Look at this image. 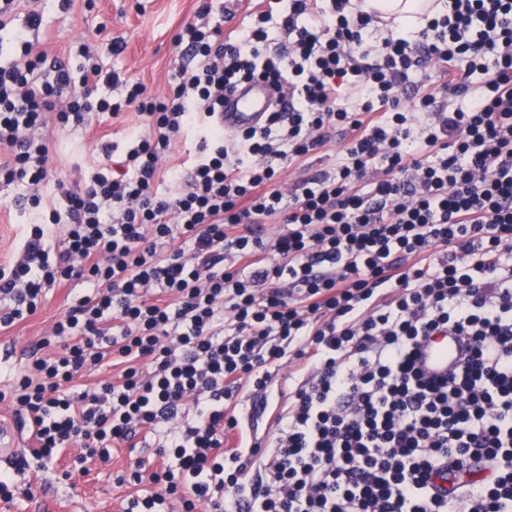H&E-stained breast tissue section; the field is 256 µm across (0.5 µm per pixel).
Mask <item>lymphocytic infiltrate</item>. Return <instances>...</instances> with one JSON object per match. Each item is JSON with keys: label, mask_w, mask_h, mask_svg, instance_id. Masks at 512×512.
Returning a JSON list of instances; mask_svg holds the SVG:
<instances>
[{"label": "lymphocytic infiltrate", "mask_w": 512, "mask_h": 512, "mask_svg": "<svg viewBox=\"0 0 512 512\" xmlns=\"http://www.w3.org/2000/svg\"><path fill=\"white\" fill-rule=\"evenodd\" d=\"M212 11L175 35L164 96L105 67L118 39L81 45L76 77L19 31L0 65V186L32 215L0 327L82 286L0 389L34 440L0 499L68 449L86 474L124 448L125 512H512V0H445L372 44L351 0H263L229 32ZM254 80L282 109L225 131V93ZM129 111L126 152L51 170L48 129ZM336 132L333 167L282 193L281 164ZM444 333L466 354L432 385L415 352ZM245 388L284 399L264 438L234 412Z\"/></svg>", "instance_id": "1"}]
</instances>
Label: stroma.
<instances>
[{
  "instance_id": "35a3bbf8",
  "label": "stroma",
  "mask_w": 512,
  "mask_h": 512,
  "mask_svg": "<svg viewBox=\"0 0 512 512\" xmlns=\"http://www.w3.org/2000/svg\"><path fill=\"white\" fill-rule=\"evenodd\" d=\"M197 0H74L69 9H61L58 0H41L43 13L39 27L27 25L26 5H19L13 20L0 29V63L14 57L12 35L25 30L28 40L46 52L49 60L78 69V48L112 36L125 43L124 51L106 60L107 68L140 81L155 94L166 93L174 69L180 65L173 38L182 25L193 21ZM133 113L120 118L90 115L83 124L63 131H51V168L65 171L72 178L89 176L101 155L98 139L107 136L123 144L125 126L136 123ZM14 188H0V260H8L21 248L23 226L30 220L28 211L16 200ZM71 299L70 286L45 290L42 302L32 316L0 329V386L7 385L8 370H20L27 364L31 345L46 334ZM126 452L115 454L110 466L86 475L63 479L60 469L42 473V481L33 485L32 496L16 493L13 501L0 500V512H124L134 488L117 484V471L126 466Z\"/></svg>"
}]
</instances>
